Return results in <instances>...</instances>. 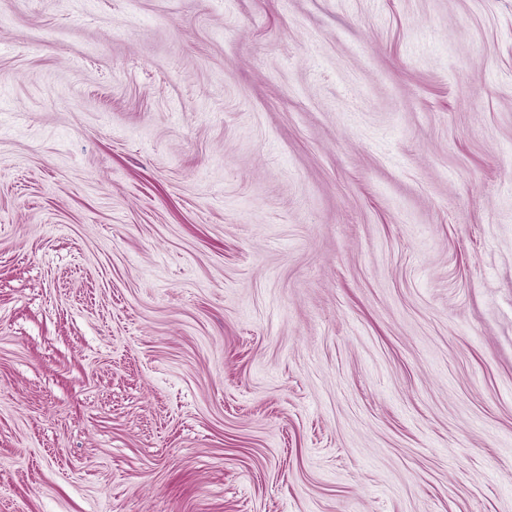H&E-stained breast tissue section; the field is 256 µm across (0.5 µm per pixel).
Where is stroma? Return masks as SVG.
<instances>
[{"mask_svg": "<svg viewBox=\"0 0 512 512\" xmlns=\"http://www.w3.org/2000/svg\"><path fill=\"white\" fill-rule=\"evenodd\" d=\"M0 512H512V0H0Z\"/></svg>", "mask_w": 512, "mask_h": 512, "instance_id": "stroma-1", "label": "stroma"}]
</instances>
